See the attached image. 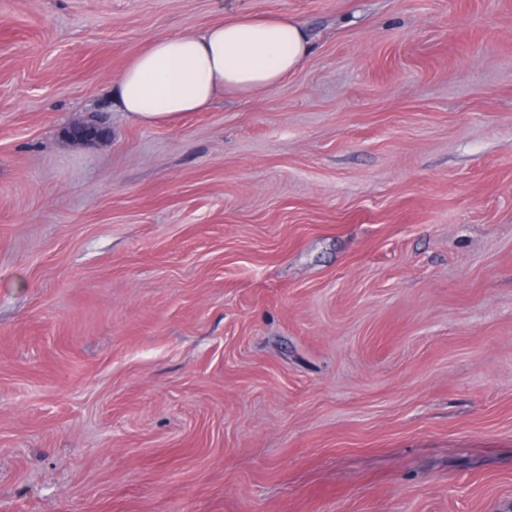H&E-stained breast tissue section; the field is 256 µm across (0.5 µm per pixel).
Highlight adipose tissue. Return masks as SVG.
Segmentation results:
<instances>
[{"label":"adipose tissue","instance_id":"obj_1","mask_svg":"<svg viewBox=\"0 0 512 512\" xmlns=\"http://www.w3.org/2000/svg\"><path fill=\"white\" fill-rule=\"evenodd\" d=\"M311 51L297 20L238 16L190 34L157 37L125 68L113 95L140 123L169 122L225 94L278 86Z\"/></svg>","mask_w":512,"mask_h":512}]
</instances>
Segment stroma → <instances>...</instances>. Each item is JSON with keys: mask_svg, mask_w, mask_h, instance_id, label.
<instances>
[{"mask_svg": "<svg viewBox=\"0 0 512 512\" xmlns=\"http://www.w3.org/2000/svg\"><path fill=\"white\" fill-rule=\"evenodd\" d=\"M235 16L313 53L114 104ZM0 512H512V0H0ZM303 25L288 17L238 16L181 36H159L122 72L114 99L146 125L207 108L224 94L281 84L311 54Z\"/></svg>", "mask_w": 512, "mask_h": 512, "instance_id": "1", "label": "stroma"}]
</instances>
